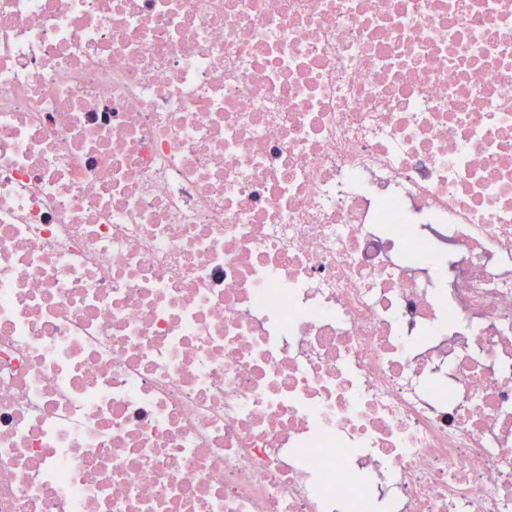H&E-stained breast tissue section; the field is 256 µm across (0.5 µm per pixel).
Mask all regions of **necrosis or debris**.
<instances>
[{
  "label": "necrosis or debris",
  "mask_w": 512,
  "mask_h": 512,
  "mask_svg": "<svg viewBox=\"0 0 512 512\" xmlns=\"http://www.w3.org/2000/svg\"><path fill=\"white\" fill-rule=\"evenodd\" d=\"M512 512V0H0V512Z\"/></svg>",
  "instance_id": "4bbe7bcc"
}]
</instances>
